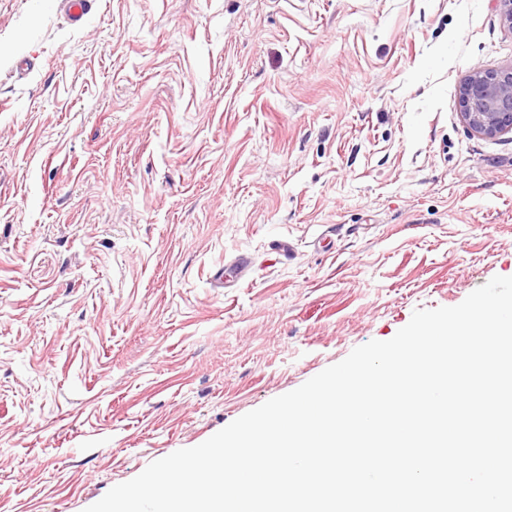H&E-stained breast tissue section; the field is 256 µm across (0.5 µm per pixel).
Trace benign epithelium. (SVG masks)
I'll list each match as a JSON object with an SVG mask.
<instances>
[{
  "label": "benign epithelium",
  "mask_w": 512,
  "mask_h": 512,
  "mask_svg": "<svg viewBox=\"0 0 512 512\" xmlns=\"http://www.w3.org/2000/svg\"><path fill=\"white\" fill-rule=\"evenodd\" d=\"M458 103L462 120L476 134L512 133V66L472 70L459 87Z\"/></svg>",
  "instance_id": "7a95c632"
}]
</instances>
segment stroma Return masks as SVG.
Listing matches in <instances>:
<instances>
[{
    "label": "stroma",
    "mask_w": 512,
    "mask_h": 512,
    "mask_svg": "<svg viewBox=\"0 0 512 512\" xmlns=\"http://www.w3.org/2000/svg\"><path fill=\"white\" fill-rule=\"evenodd\" d=\"M511 64L496 0H0V512L512 276V134L458 105Z\"/></svg>",
    "instance_id": "stroma-1"
}]
</instances>
